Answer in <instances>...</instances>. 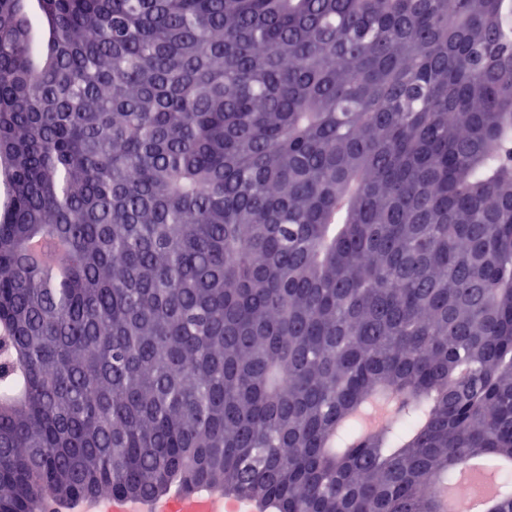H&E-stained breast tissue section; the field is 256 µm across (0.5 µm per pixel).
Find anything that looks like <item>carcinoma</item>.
<instances>
[{"label": "carcinoma", "mask_w": 512, "mask_h": 512, "mask_svg": "<svg viewBox=\"0 0 512 512\" xmlns=\"http://www.w3.org/2000/svg\"><path fill=\"white\" fill-rule=\"evenodd\" d=\"M512 461V0H0V512H448Z\"/></svg>", "instance_id": "obj_1"}]
</instances>
